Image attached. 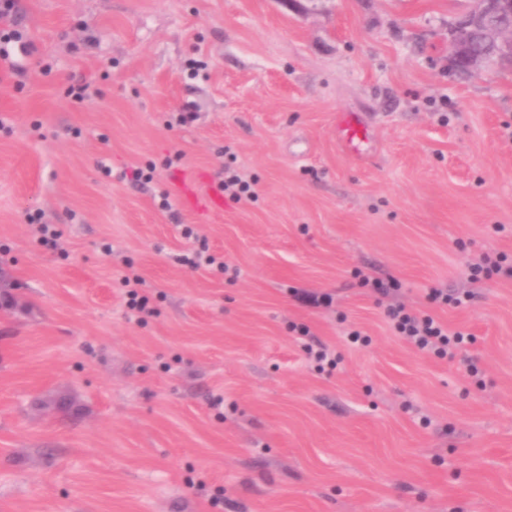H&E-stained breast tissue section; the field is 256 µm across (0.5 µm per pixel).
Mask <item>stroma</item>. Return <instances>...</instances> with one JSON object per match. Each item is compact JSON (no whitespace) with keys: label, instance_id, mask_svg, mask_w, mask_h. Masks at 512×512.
<instances>
[{"label":"stroma","instance_id":"stroma-1","mask_svg":"<svg viewBox=\"0 0 512 512\" xmlns=\"http://www.w3.org/2000/svg\"><path fill=\"white\" fill-rule=\"evenodd\" d=\"M470 7L14 0L0 25L31 48L25 75L0 64V512H512V280L468 271L512 259V67H449ZM228 168L254 199L159 208ZM202 247L216 265L179 263ZM398 304L474 344L418 352ZM338 137L352 152H359L366 142V129L352 114L340 112L336 117ZM469 272L472 283H480L494 275L512 280V260L508 262L505 255H499L496 259L483 255L479 261L469 266ZM123 284L128 287L126 291L127 306L133 315L137 316V321L143 323L146 320V316H152L154 310L148 307V296L145 288V281L140 276H134L130 278L125 276L123 278ZM302 348L307 354L308 358L312 360L316 367L324 370L325 366L331 369L336 368L337 360L336 353H333L327 346L317 343H303Z\"/></svg>","mask_w":512,"mask_h":512}]
</instances>
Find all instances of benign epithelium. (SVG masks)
<instances>
[{"mask_svg": "<svg viewBox=\"0 0 512 512\" xmlns=\"http://www.w3.org/2000/svg\"><path fill=\"white\" fill-rule=\"evenodd\" d=\"M475 7L448 29L451 58L478 75L493 63L512 64V0H473Z\"/></svg>", "mask_w": 512, "mask_h": 512, "instance_id": "7a95c632", "label": "benign epithelium"}]
</instances>
